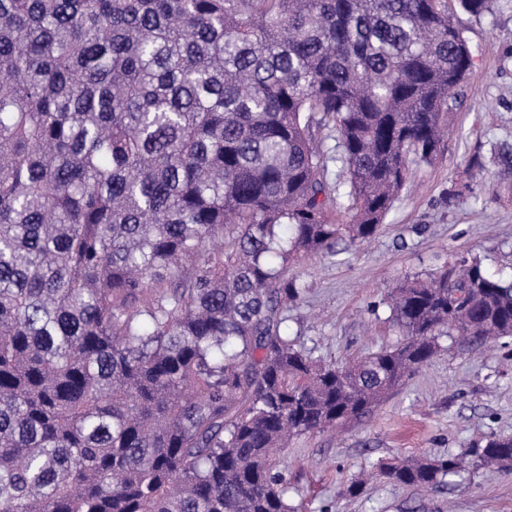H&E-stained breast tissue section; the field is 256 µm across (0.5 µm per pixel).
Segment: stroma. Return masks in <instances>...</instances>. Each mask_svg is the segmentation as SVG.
Instances as JSON below:
<instances>
[{"instance_id":"35a3bbf8","label":"stroma","mask_w":512,"mask_h":512,"mask_svg":"<svg viewBox=\"0 0 512 512\" xmlns=\"http://www.w3.org/2000/svg\"><path fill=\"white\" fill-rule=\"evenodd\" d=\"M465 26L474 66L440 160L417 169L371 240L292 267L306 293L286 330L324 360L342 365L396 341L381 301L400 279L471 254L512 279V170L493 160L512 151V0H494L492 14ZM455 186L460 195L447 201ZM441 345L371 414L292 442L285 477L297 512H512V471H471L427 493L370 476L396 455L440 457L512 436V339Z\"/></svg>"}]
</instances>
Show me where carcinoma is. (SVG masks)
Returning a JSON list of instances; mask_svg holds the SVG:
<instances>
[{"instance_id":"cac0c4a2","label":"carcinoma","mask_w":512,"mask_h":512,"mask_svg":"<svg viewBox=\"0 0 512 512\" xmlns=\"http://www.w3.org/2000/svg\"><path fill=\"white\" fill-rule=\"evenodd\" d=\"M491 12L0 0V512H295L292 439L371 412L444 337H512V280L472 255L393 288L399 340L353 362L284 329L290 265L373 238L438 158L462 17ZM489 466L512 437L379 475Z\"/></svg>"}]
</instances>
